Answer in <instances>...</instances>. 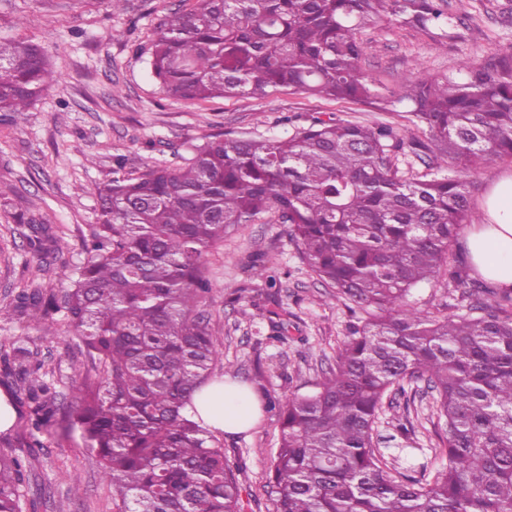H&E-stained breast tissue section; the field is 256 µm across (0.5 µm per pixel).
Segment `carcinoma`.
Masks as SVG:
<instances>
[{
    "label": "carcinoma",
    "mask_w": 512,
    "mask_h": 512,
    "mask_svg": "<svg viewBox=\"0 0 512 512\" xmlns=\"http://www.w3.org/2000/svg\"><path fill=\"white\" fill-rule=\"evenodd\" d=\"M448 0H197L154 34L151 68L173 98L264 97L288 88L381 111L399 102L426 140L388 125L318 121L286 138L206 135L177 167L112 169L97 221L62 296L22 289L29 317L62 314L90 368L64 406L112 486V512H243L222 444L184 412L219 360L198 304L212 288L204 257L235 224L270 214L302 259L366 314L313 391L278 405L281 442L267 480L274 512H512V293L445 317L409 300L448 277L466 222L470 177L512 157V53L415 75L382 99L357 33L382 21L453 26ZM57 76L41 44L0 40V112L22 113ZM32 249L56 243L37 219ZM3 362L40 413L57 400L22 342ZM426 380L444 420L448 463L433 480L390 467L376 447L384 399ZM22 461L0 454V512H23Z\"/></svg>",
    "instance_id": "carcinoma-1"
}]
</instances>
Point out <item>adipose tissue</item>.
<instances>
[{
  "label": "adipose tissue",
  "instance_id": "adipose-tissue-1",
  "mask_svg": "<svg viewBox=\"0 0 512 512\" xmlns=\"http://www.w3.org/2000/svg\"><path fill=\"white\" fill-rule=\"evenodd\" d=\"M480 223L470 225L464 236V251L475 272L496 288L512 289V174L493 181L483 206ZM192 407L216 434L249 431L258 418L252 392L225 379L208 387Z\"/></svg>",
  "mask_w": 512,
  "mask_h": 512
}]
</instances>
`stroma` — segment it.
Wrapping results in <instances>:
<instances>
[{
    "label": "stroma",
    "instance_id": "1",
    "mask_svg": "<svg viewBox=\"0 0 512 512\" xmlns=\"http://www.w3.org/2000/svg\"><path fill=\"white\" fill-rule=\"evenodd\" d=\"M196 0H0V39L34 37L44 48L57 82L21 117L0 112V346L22 340L45 363L62 398L84 376L89 362L71 344L65 324L51 336L14 310L25 288L64 294L81 258L82 238L95 223L97 186L116 164L144 172L156 164L176 166L190 144L210 133L241 137H286L314 119L341 118L367 125L390 123L418 131L405 106L384 112L372 106L282 90L264 98L228 96L193 102L166 96L151 72L153 33L170 13ZM512 0H448L454 25L438 29L379 23L363 30L371 50L362 63L376 90L395 99L410 74L437 77L458 62L480 61L512 51ZM51 224L60 250L40 259L24 237L18 215ZM212 281L203 310L221 351L214 377L232 372L247 385L262 383L261 402L312 391L333 367L336 351L354 317L335 289L303 263L288 227L265 214L228 229L205 257ZM421 309L453 315L467 310L463 288L448 280L413 290ZM286 326L283 340L271 337L269 312ZM0 391L17 412L8 439H23L15 454L26 463L23 512H112L99 463L62 409L41 428L19 382L0 364ZM408 419L407 432L397 422ZM377 446L396 467L410 461L436 473L446 464L444 428L425 382L390 394L377 427ZM276 411L262 410L258 424L239 435L221 434L224 454L242 488L244 512H273L266 487L270 460L279 446ZM81 487L71 493L70 473Z\"/></svg>",
    "mask_w": 512,
    "mask_h": 512
}]
</instances>
